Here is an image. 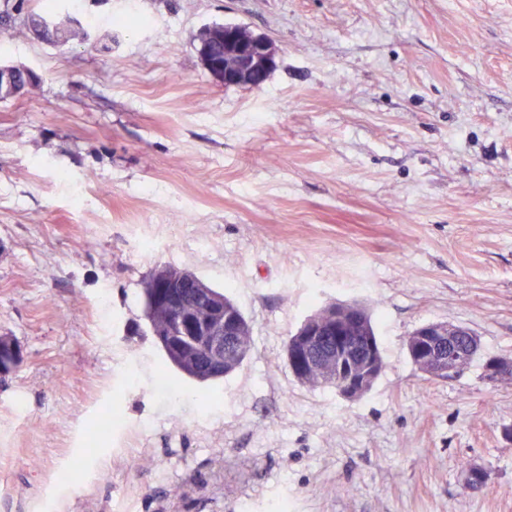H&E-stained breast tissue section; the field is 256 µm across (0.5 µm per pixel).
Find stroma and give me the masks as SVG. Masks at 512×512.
I'll list each match as a JSON object with an SVG mask.
<instances>
[{
	"instance_id": "obj_1",
	"label": "stroma",
	"mask_w": 512,
	"mask_h": 512,
	"mask_svg": "<svg viewBox=\"0 0 512 512\" xmlns=\"http://www.w3.org/2000/svg\"><path fill=\"white\" fill-rule=\"evenodd\" d=\"M41 11L0 0V63L39 77L0 99V512H512V0H56L64 46ZM216 24L276 44L261 87L204 68ZM164 265L248 320L223 382L157 390ZM334 302L386 364L355 401L285 361ZM429 321L477 336L459 376L411 362Z\"/></svg>"
}]
</instances>
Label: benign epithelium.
Masks as SVG:
<instances>
[{"instance_id": "1", "label": "benign epithelium", "mask_w": 512, "mask_h": 512, "mask_svg": "<svg viewBox=\"0 0 512 512\" xmlns=\"http://www.w3.org/2000/svg\"><path fill=\"white\" fill-rule=\"evenodd\" d=\"M224 63L218 65L207 58L205 68L225 86L261 87L275 62L274 43L262 36L238 39L234 29H224ZM29 80L32 72L14 66L0 65V93L15 94L19 76ZM151 287L156 289L153 306L171 312L168 322L152 326L163 345L177 349L200 350L205 354L203 367L216 370L224 367V351L236 342L237 321L224 313V298L213 295L197 276L182 269L159 267L150 274ZM184 283L195 286L197 295L206 299L203 314H192L178 291ZM327 320L308 317L285 346L286 362L292 373L308 382L336 380L337 391L347 399L364 396L380 376L383 368L374 340L355 336L336 319V308L325 313ZM461 330L437 321L425 323L407 337L409 357L416 366L431 374L435 371L453 373L473 356L477 342L470 341L464 351L455 349ZM20 350L15 341L0 348V373H9L19 365Z\"/></svg>"}]
</instances>
